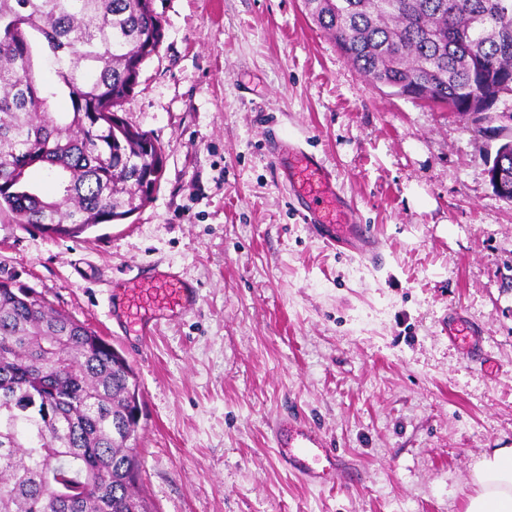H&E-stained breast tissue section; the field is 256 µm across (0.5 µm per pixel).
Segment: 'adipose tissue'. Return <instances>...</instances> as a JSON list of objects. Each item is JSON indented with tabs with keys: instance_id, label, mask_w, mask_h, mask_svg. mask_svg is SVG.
<instances>
[{
	"instance_id": "ef3b65f1",
	"label": "adipose tissue",
	"mask_w": 512,
	"mask_h": 512,
	"mask_svg": "<svg viewBox=\"0 0 512 512\" xmlns=\"http://www.w3.org/2000/svg\"><path fill=\"white\" fill-rule=\"evenodd\" d=\"M466 512H512V448L484 453L471 467Z\"/></svg>"
}]
</instances>
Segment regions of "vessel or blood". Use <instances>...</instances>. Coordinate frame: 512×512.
<instances>
[{
	"label": "vessel or blood",
	"instance_id": "vessel-or-blood-1",
	"mask_svg": "<svg viewBox=\"0 0 512 512\" xmlns=\"http://www.w3.org/2000/svg\"><path fill=\"white\" fill-rule=\"evenodd\" d=\"M275 162L286 174L292 196L302 204L298 216L304 224L327 244L347 245L372 263H380L373 238L352 221L354 206L341 195L335 177L315 154L283 140L277 146ZM120 290L122 307L113 314L115 330L140 342L167 321L194 314L201 301L198 288L170 266L129 270ZM481 334V329L461 312L449 311L448 337L467 353L479 352ZM273 441L278 459L310 484H321L348 470L343 457L316 431L294 422L277 420Z\"/></svg>",
	"mask_w": 512,
	"mask_h": 512
}]
</instances>
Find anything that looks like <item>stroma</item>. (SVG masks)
Instances as JSON below:
<instances>
[{"instance_id":"stroma-1","label":"stroma","mask_w":512,"mask_h":512,"mask_svg":"<svg viewBox=\"0 0 512 512\" xmlns=\"http://www.w3.org/2000/svg\"><path fill=\"white\" fill-rule=\"evenodd\" d=\"M165 38L119 109L166 156L122 224L50 238L0 215V281L108 334L109 282L145 261L198 282L150 344L138 488L153 512H466L472 464L512 447V202L487 173L512 95L459 114L357 71L303 0H156ZM322 159L382 266L297 215L279 141ZM484 358L448 338V310ZM314 427L349 480L309 486L270 446Z\"/></svg>"}]
</instances>
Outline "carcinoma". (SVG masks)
Segmentation results:
<instances>
[{
    "label": "carcinoma",
    "mask_w": 512,
    "mask_h": 512,
    "mask_svg": "<svg viewBox=\"0 0 512 512\" xmlns=\"http://www.w3.org/2000/svg\"><path fill=\"white\" fill-rule=\"evenodd\" d=\"M307 4L375 84L427 87L457 113L512 95V0ZM163 39L154 0H0V212L77 238L152 200L164 151L112 116ZM62 94L69 111H51ZM34 169L53 176L55 195L31 182ZM140 411L121 351L0 282V512H152L137 489Z\"/></svg>",
    "instance_id": "carcinoma-1"
}]
</instances>
